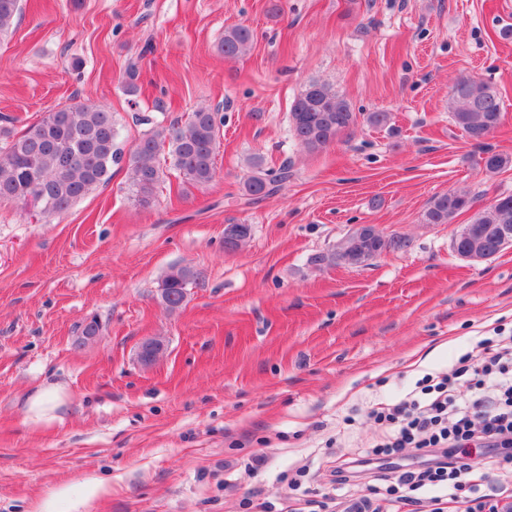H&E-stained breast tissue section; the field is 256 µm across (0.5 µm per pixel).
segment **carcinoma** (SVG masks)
Instances as JSON below:
<instances>
[{"label":"carcinoma","instance_id":"carcinoma-1","mask_svg":"<svg viewBox=\"0 0 512 512\" xmlns=\"http://www.w3.org/2000/svg\"><path fill=\"white\" fill-rule=\"evenodd\" d=\"M21 0H0V35L8 33L21 15ZM253 31L244 25L224 30L221 50L227 58L248 49ZM448 109L453 123L469 139L483 143L502 122L503 108L497 88L485 81L460 77L452 85ZM355 114L347 101L331 87L311 82L296 97L291 124L298 142L309 151L328 146L337 135L351 128ZM224 113L201 107L183 121L159 126L135 143L125 154L117 146L118 131L112 113L87 98L47 113L0 148V201L33 206L43 214L67 210L77 201L108 182L112 166L126 163L131 191L142 205L156 197L161 175L157 158L168 148L170 165L181 180L193 187L207 186L215 176V151ZM512 159L492 150L481 157L483 169L495 173ZM243 188L248 196L260 198L276 193L290 178L287 165L267 168L255 156ZM474 199L459 191L434 196L423 214L426 224H449L472 208ZM481 226L489 254L501 245V232H512V195L501 197L478 212L471 224ZM394 251L407 247L403 238L385 239L371 226H359L342 239L336 249L311 258L315 265L336 263L358 266L380 254L384 246ZM192 272L172 268L162 278L160 296L173 312L182 308Z\"/></svg>","mask_w":512,"mask_h":512}]
</instances>
